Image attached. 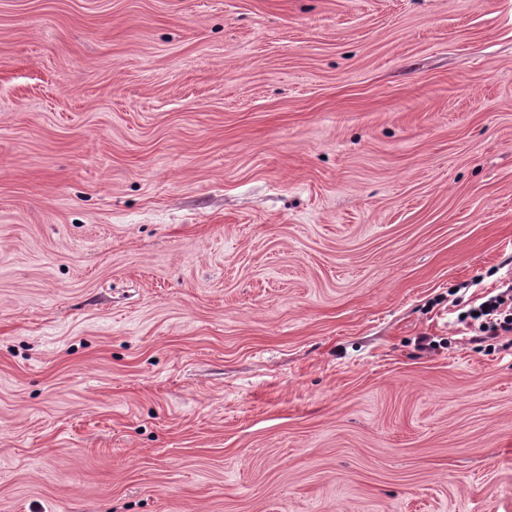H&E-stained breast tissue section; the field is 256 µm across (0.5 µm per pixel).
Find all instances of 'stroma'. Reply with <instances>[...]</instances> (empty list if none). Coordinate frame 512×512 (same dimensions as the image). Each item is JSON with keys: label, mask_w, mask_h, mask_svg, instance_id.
Here are the masks:
<instances>
[{"label": "stroma", "mask_w": 512, "mask_h": 512, "mask_svg": "<svg viewBox=\"0 0 512 512\" xmlns=\"http://www.w3.org/2000/svg\"><path fill=\"white\" fill-rule=\"evenodd\" d=\"M512 0H0V512H512ZM496 292V293H495ZM477 306L471 308L466 316L469 326L481 333L499 336L500 331H512V284L511 281L501 288L490 292ZM478 312V315H474Z\"/></svg>", "instance_id": "1"}]
</instances>
